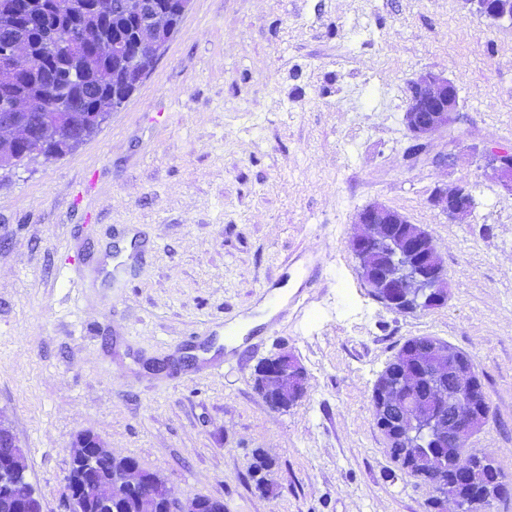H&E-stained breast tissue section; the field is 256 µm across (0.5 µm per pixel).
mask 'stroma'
<instances>
[{"label": "stroma", "mask_w": 512, "mask_h": 512, "mask_svg": "<svg viewBox=\"0 0 512 512\" xmlns=\"http://www.w3.org/2000/svg\"><path fill=\"white\" fill-rule=\"evenodd\" d=\"M426 71L458 86L464 120L410 165L402 116ZM476 145L512 146V20L460 0H192L96 133L0 169V420L42 512H65L85 432L224 512H427L434 490L386 454L371 404L415 336L472 356L490 415L465 445L512 481V196ZM447 153L453 166L433 164ZM453 183L473 189L469 223L429 203ZM373 203L431 234L443 306L399 314L370 296L348 242ZM122 224L155 249L117 291L92 267ZM291 252L302 263L288 269ZM307 264L321 276L306 286ZM282 350L307 393L276 411L254 369ZM257 448L269 494L249 475Z\"/></svg>", "instance_id": "35a3bbf8"}]
</instances>
